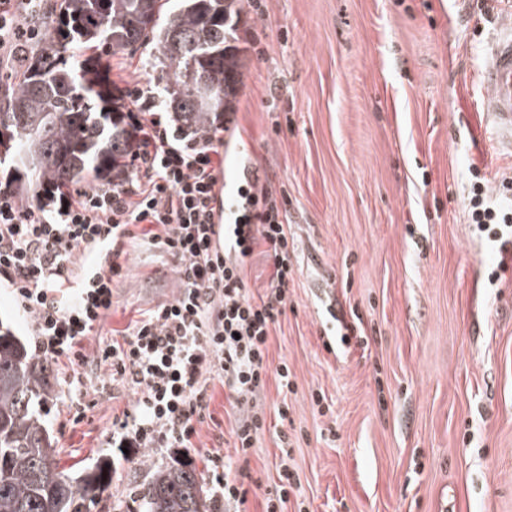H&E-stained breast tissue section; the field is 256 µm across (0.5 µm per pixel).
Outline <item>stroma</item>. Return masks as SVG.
I'll return each instance as SVG.
<instances>
[{
  "instance_id": "obj_1",
  "label": "stroma",
  "mask_w": 512,
  "mask_h": 512,
  "mask_svg": "<svg viewBox=\"0 0 512 512\" xmlns=\"http://www.w3.org/2000/svg\"><path fill=\"white\" fill-rule=\"evenodd\" d=\"M243 18L233 141L261 183L287 190L297 252L267 342L292 389L268 375L265 427L238 462L250 488L241 512H263L283 463L298 482L287 512H512V265L499 268L469 215L475 169L490 203L512 202V150L480 110L497 13L481 0H259ZM158 77L139 54L112 58L116 85L150 94ZM123 264L86 353L179 291L147 240ZM330 299L345 325L359 312L367 348L329 331ZM210 395L187 450L107 447L126 389L75 426L52 402L61 467L107 458L115 470L88 512H140V485L180 458L215 493L211 459L231 453L235 416L220 382Z\"/></svg>"
}]
</instances>
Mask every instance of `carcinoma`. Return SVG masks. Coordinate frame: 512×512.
<instances>
[{
    "instance_id": "obj_1",
    "label": "carcinoma",
    "mask_w": 512,
    "mask_h": 512,
    "mask_svg": "<svg viewBox=\"0 0 512 512\" xmlns=\"http://www.w3.org/2000/svg\"><path fill=\"white\" fill-rule=\"evenodd\" d=\"M39 9V48L19 51L0 93V168L16 194L45 202L124 173L131 131L111 79L117 52L154 50L145 66L160 67L165 84L138 109L170 110L178 133L201 141L235 111L243 0H43ZM50 367L0 330V512H85L90 495L111 494L108 460L60 468L43 416ZM139 498L142 512H213L202 473L181 460L155 470Z\"/></svg>"
}]
</instances>
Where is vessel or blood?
Wrapping results in <instances>:
<instances>
[{"instance_id": "obj_1", "label": "vessel or blood", "mask_w": 512, "mask_h": 512, "mask_svg": "<svg viewBox=\"0 0 512 512\" xmlns=\"http://www.w3.org/2000/svg\"><path fill=\"white\" fill-rule=\"evenodd\" d=\"M501 25L504 32L489 49L481 71V109L490 113L497 134L512 144V15H504Z\"/></svg>"}]
</instances>
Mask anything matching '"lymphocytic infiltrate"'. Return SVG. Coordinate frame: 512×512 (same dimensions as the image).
<instances>
[{
	"label": "lymphocytic infiltrate",
	"instance_id": "f902f5d3",
	"mask_svg": "<svg viewBox=\"0 0 512 512\" xmlns=\"http://www.w3.org/2000/svg\"><path fill=\"white\" fill-rule=\"evenodd\" d=\"M131 167L120 181L23 203L0 192V287L32 325L34 347L49 360L66 358L74 372L61 402L74 420L91 408V396L121 387L133 399L112 422L108 443L126 448H187L208 414L209 385L219 381L236 413L233 454L213 459L224 472L217 492L228 504L244 503L248 490L235 469L264 427L259 412L268 373L290 388L287 362L270 366V330L288 304L294 275L288 202L250 185L240 199V222L214 221L224 160L215 135L185 147L158 119L132 113ZM142 224L157 228L151 241L171 259L177 296L135 320L121 340L84 355L81 342L112 307V282L121 275L124 247ZM264 246L272 274L263 295H251L245 265ZM89 259L66 300L76 253Z\"/></svg>",
	"mask_w": 512,
	"mask_h": 512
}]
</instances>
